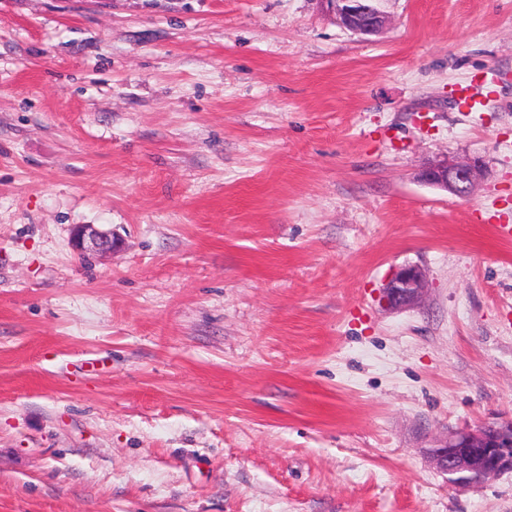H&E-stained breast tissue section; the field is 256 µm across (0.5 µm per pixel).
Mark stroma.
<instances>
[{
    "label": "stroma",
    "mask_w": 512,
    "mask_h": 512,
    "mask_svg": "<svg viewBox=\"0 0 512 512\" xmlns=\"http://www.w3.org/2000/svg\"><path fill=\"white\" fill-rule=\"evenodd\" d=\"M377 6L0 0V512H512V0ZM340 26L357 35L380 34L387 25V17L375 6L378 0H321ZM483 171L481 160L449 161L448 158L424 167L418 179L432 187L454 195L469 193ZM121 240L110 231L93 224H77L72 230V246L79 254L111 256ZM425 289L421 269L414 265H404L393 273L384 297L392 308H405L418 303ZM425 453L429 463L458 486L512 472V417L448 431Z\"/></svg>",
    "instance_id": "obj_1"
}]
</instances>
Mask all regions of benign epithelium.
Masks as SVG:
<instances>
[{
	"instance_id": "1",
	"label": "benign epithelium",
	"mask_w": 512,
	"mask_h": 512,
	"mask_svg": "<svg viewBox=\"0 0 512 512\" xmlns=\"http://www.w3.org/2000/svg\"><path fill=\"white\" fill-rule=\"evenodd\" d=\"M340 26L357 35L380 34L387 17L375 0H322ZM483 171L481 160H441L424 167L418 179L454 195L469 193ZM72 246L80 254L110 256L120 246L112 232L93 224H77L72 230ZM425 292L424 275L414 265L398 268L389 280L384 297L393 308L418 303ZM429 463L458 486L485 482L512 472V417L485 422L472 429L451 430L425 449Z\"/></svg>"
}]
</instances>
